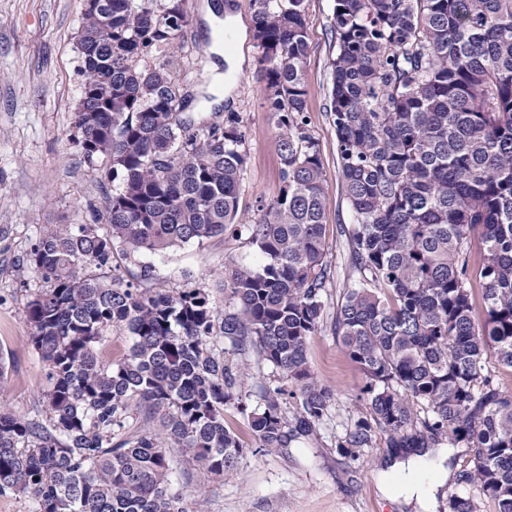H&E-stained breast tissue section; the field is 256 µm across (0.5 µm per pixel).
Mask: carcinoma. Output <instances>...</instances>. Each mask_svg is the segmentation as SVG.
Segmentation results:
<instances>
[{"label":"carcinoma","instance_id":"cac0c4a2","mask_svg":"<svg viewBox=\"0 0 512 512\" xmlns=\"http://www.w3.org/2000/svg\"><path fill=\"white\" fill-rule=\"evenodd\" d=\"M153 2L84 11L76 143L98 181L117 186L93 223L46 226L25 253L44 283L27 289L24 315L48 386L33 411L10 410L0 358V496L29 498L31 512H193L168 449L219 479L244 454L224 406L237 401L260 452L310 435L333 398L307 359L331 269L328 195L305 119V0H254L282 187L249 224L237 220L246 129L235 112L205 125L176 112L178 58L149 54L188 19L182 0ZM330 30L328 112L355 273L333 333L364 374L370 411L339 452L355 455L379 429L402 454L463 443L474 452L464 480L512 512V395L484 373L490 351L512 368V0H334ZM229 230L259 261L224 265V312L203 289L151 287L146 256ZM117 252L137 267L132 279L111 273ZM115 329L132 344L105 363ZM225 343L293 390L267 391L247 411ZM288 394L299 398L291 422ZM448 508L477 512L459 495Z\"/></svg>","mask_w":512,"mask_h":512}]
</instances>
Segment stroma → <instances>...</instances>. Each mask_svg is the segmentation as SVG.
I'll return each instance as SVG.
<instances>
[{"mask_svg":"<svg viewBox=\"0 0 512 512\" xmlns=\"http://www.w3.org/2000/svg\"><path fill=\"white\" fill-rule=\"evenodd\" d=\"M224 6V16H236L254 26L253 0H183L189 20L179 41L183 114L216 121L238 113L246 130L247 169L240 191L242 221L257 215L261 202L275 198L281 187L279 137L275 120L264 105V86L253 39L236 42L233 51L243 65L226 75L227 95L209 89L212 51L210 5ZM85 0H0V289L13 297L0 302V358L7 370L8 402L19 414L34 407L46 388L47 367L33 350L24 316L25 288L42 283L21 261L28 245L49 224H88L104 212L112 193L91 172L73 142L83 76L78 51ZM333 0H306L309 54L306 73L307 129L316 141L328 191L325 211L326 260L333 280L327 290L322 329L311 337L307 357L316 378L333 392V399L312 435L286 451L255 452L252 431L234 406L224 409L228 427L240 436L246 451L237 467L222 479L205 483L191 457L171 449L169 459L179 475L178 487L202 512H420L384 495L385 485H397L391 473L395 451L387 433L376 432L368 448L343 456L337 445L351 425L367 414L361 392L364 378L333 333L336 309L353 279L349 249L342 226L352 215L343 194L336 133L328 113L330 60L335 53L329 21ZM258 259L246 240L224 236L190 243L151 256L154 287L203 288L216 306L224 294L217 281L228 261ZM474 466L473 452L458 448L445 461H433L421 473L425 488L434 489L432 512H448L451 495L471 497L478 512H496L495 503L464 481ZM448 470L439 483L440 470Z\"/></svg>","mask_w":512,"mask_h":512,"instance_id":"stroma-1","label":"stroma"}]
</instances>
